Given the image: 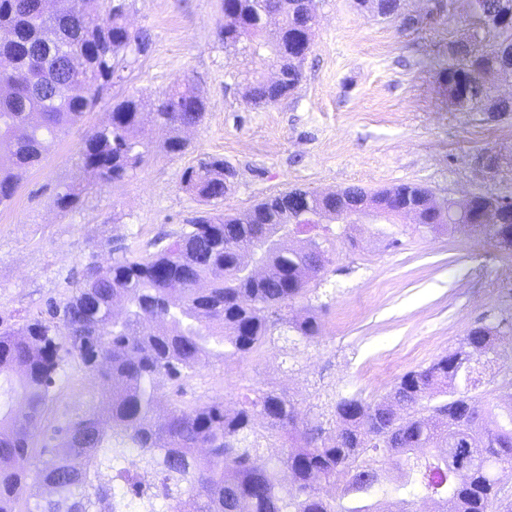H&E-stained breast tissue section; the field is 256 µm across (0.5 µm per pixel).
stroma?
<instances>
[{"mask_svg": "<svg viewBox=\"0 0 512 512\" xmlns=\"http://www.w3.org/2000/svg\"><path fill=\"white\" fill-rule=\"evenodd\" d=\"M127 2L128 20L149 30L150 48L129 56L122 81L20 175L12 201L0 205V318L19 323L64 297L69 278L88 262L110 263L116 245L140 250L199 211L242 213L291 188L327 193L415 183L440 201L512 196V112L457 110L438 79L456 43L501 39L473 16L468 0H401L395 18L361 10L356 0H320L301 84L259 110L246 105L244 78L262 64L225 54L215 34L221 0ZM182 78L207 103L204 121L185 133V153L167 154L162 134L145 128L154 147L132 178L89 182L82 206L59 212L54 196L84 179L81 141L107 121L113 98H156ZM487 152L499 156L498 170L482 164ZM212 155L224 157L236 177L224 200L206 204L183 189L181 175ZM394 230L399 243L389 248L369 224L337 239L309 302L322 325L319 342L276 335L233 360L206 361L182 385L161 381V404L178 396L232 405L254 390H273L315 422L339 396L380 399L405 372L453 350L472 327L512 315V251L479 233L422 232L404 217ZM101 388L100 377L75 370L42 429L82 414Z\"/></svg>", "mask_w": 512, "mask_h": 512, "instance_id": "obj_1", "label": "stroma"}]
</instances>
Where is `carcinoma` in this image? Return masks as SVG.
Listing matches in <instances>:
<instances>
[{
  "label": "carcinoma",
  "mask_w": 512,
  "mask_h": 512,
  "mask_svg": "<svg viewBox=\"0 0 512 512\" xmlns=\"http://www.w3.org/2000/svg\"><path fill=\"white\" fill-rule=\"evenodd\" d=\"M383 17L400 0H357ZM126 0H0V204L12 200L19 172L38 165L58 134L80 121L103 92L122 79L125 57L147 51L150 34L132 29ZM218 41L227 54L272 56L281 79L247 77V104L269 108L303 79L302 42L313 36L316 0H222ZM471 12L502 40L483 46L458 43L439 71L448 102L486 112L492 101L486 76L512 74V0H470ZM70 54L79 68L57 64ZM143 97L112 103L109 120L89 129L79 151L81 167L102 183L132 177L151 152L146 124L165 134L172 155L186 150L182 133L205 118L207 105L186 79L176 80L145 111ZM224 158L207 156L186 168L185 191L210 203L224 197ZM85 187L70 182L55 196L62 212L77 208ZM418 184L375 192L341 191L388 206L410 198L422 206L418 228L436 230ZM310 207L336 205V197L303 191ZM288 191L270 195L244 216L200 211L176 233H160L148 250L103 266L90 262L69 295L49 299L21 324L0 320V512H97V500L115 512H417L418 501L437 498L441 512H512L502 496L512 470V402L475 391L484 372L466 363L465 345H489L505 360L512 319L480 324L458 346L430 364L404 373L389 393L367 401L341 396L329 411L333 436L303 416L297 403L272 390L231 407L222 399L194 407L170 403L155 417L164 378L177 381L206 360L227 361L271 341L277 326L307 342L322 326L314 314L290 321L283 311L319 285L335 244L309 238L297 247L283 240L294 230ZM498 199L476 194L470 210L490 222L508 220ZM79 365L105 377L107 387L84 414L38 434L45 411L67 369ZM26 400L18 414L13 396ZM270 428L257 432V421ZM287 448L260 453L266 437ZM135 452L160 477L148 494L123 467ZM32 460L31 471L20 462ZM291 473L284 482L282 473ZM340 495L324 494L328 485Z\"/></svg>",
  "instance_id": "carcinoma-1"
}]
</instances>
